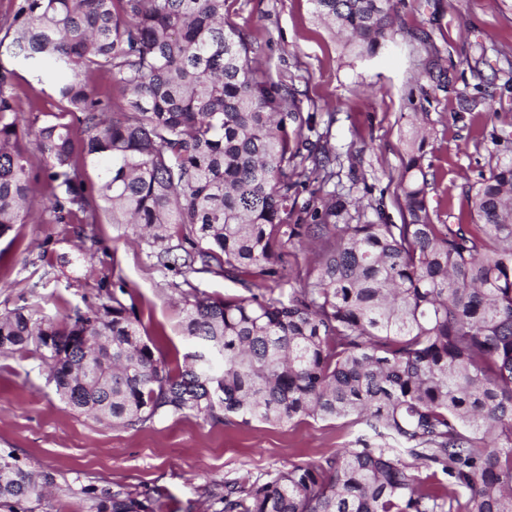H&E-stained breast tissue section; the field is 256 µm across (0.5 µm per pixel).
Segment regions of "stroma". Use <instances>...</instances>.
I'll use <instances>...</instances> for the list:
<instances>
[{
  "label": "stroma",
  "instance_id": "stroma-1",
  "mask_svg": "<svg viewBox=\"0 0 512 512\" xmlns=\"http://www.w3.org/2000/svg\"><path fill=\"white\" fill-rule=\"evenodd\" d=\"M393 42L359 53L319 20L310 0H225L224 16L253 44L258 78L287 85L300 101L302 135L335 154L320 183L311 162L288 172L300 201L333 193L361 204L362 220L402 221L397 175L410 131L424 119L434 221L467 218L469 185L512 161V0H394ZM493 93L468 111L461 97ZM42 190L23 223L0 237V312L48 299V313L94 303L100 285L123 286L141 332L169 361L194 349L180 329L175 274L159 269L144 238L98 211L93 224H45ZM350 431L337 421L286 426L215 425L189 412L138 428L72 412L37 355H0V448L26 457L56 487L35 512H89L65 484L158 492L157 512H220L226 486L270 480L294 461H318Z\"/></svg>",
  "mask_w": 512,
  "mask_h": 512
}]
</instances>
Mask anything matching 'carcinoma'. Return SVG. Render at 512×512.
<instances>
[{"label":"carcinoma","mask_w":512,"mask_h":512,"mask_svg":"<svg viewBox=\"0 0 512 512\" xmlns=\"http://www.w3.org/2000/svg\"><path fill=\"white\" fill-rule=\"evenodd\" d=\"M366 53L391 39L393 0H311ZM54 71L52 119L0 64V237L35 186L46 224L150 231L156 264L237 280L247 296L173 284L183 335L199 350L172 367L144 339L135 305L98 302L50 316L0 313V353L33 351L61 400L114 427L188 411L215 424L342 420L357 434L318 462L220 497V512H512V163L467 191L470 222L436 224L422 145L398 174L403 223L361 221L334 195L298 207L288 122L299 100L259 82L249 36L224 0H14L0 48ZM103 75L120 92L101 99ZM33 115L29 126L19 114ZM35 149L44 161L29 165ZM306 159L334 176L320 147ZM100 169L98 185L79 163ZM297 214L288 223V212ZM319 243L299 287L272 296L286 245ZM90 512H155L153 493L94 484ZM27 463L0 449V506L34 512Z\"/></svg>","instance_id":"cac0c4a2"}]
</instances>
